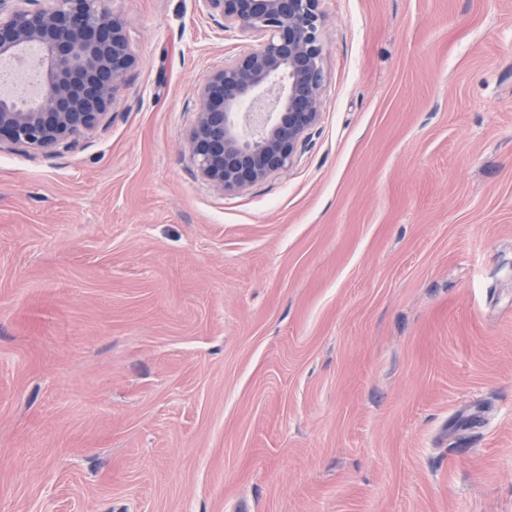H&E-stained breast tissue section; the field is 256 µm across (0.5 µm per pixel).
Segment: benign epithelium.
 Returning <instances> with one entry per match:
<instances>
[{
  "instance_id": "7a95c632",
  "label": "benign epithelium",
  "mask_w": 512,
  "mask_h": 512,
  "mask_svg": "<svg viewBox=\"0 0 512 512\" xmlns=\"http://www.w3.org/2000/svg\"><path fill=\"white\" fill-rule=\"evenodd\" d=\"M208 14L261 42L199 87L188 152L218 192L242 190L288 166L320 117L319 0H201ZM43 50L36 103L0 96V143L68 149L105 122L136 64L122 19L106 0H0V57Z\"/></svg>"
}]
</instances>
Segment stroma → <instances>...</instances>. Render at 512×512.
I'll return each mask as SVG.
<instances>
[{"label": "stroma", "mask_w": 512, "mask_h": 512, "mask_svg": "<svg viewBox=\"0 0 512 512\" xmlns=\"http://www.w3.org/2000/svg\"><path fill=\"white\" fill-rule=\"evenodd\" d=\"M109 5L108 121L0 145V512H512V0H319L320 119L225 194L257 38Z\"/></svg>", "instance_id": "obj_1"}]
</instances>
